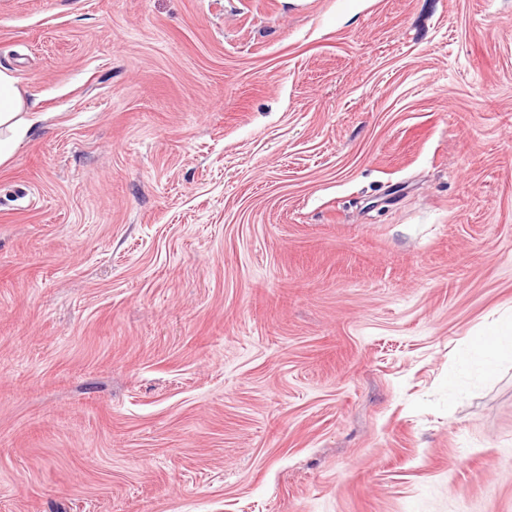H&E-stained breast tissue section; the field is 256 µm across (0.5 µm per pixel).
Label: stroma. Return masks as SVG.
<instances>
[{
  "label": "stroma",
  "instance_id": "obj_1",
  "mask_svg": "<svg viewBox=\"0 0 512 512\" xmlns=\"http://www.w3.org/2000/svg\"><path fill=\"white\" fill-rule=\"evenodd\" d=\"M0 512H512V0H0ZM15 78L0 70V164L12 157L36 123ZM512 353V324H503L494 336H481L472 345L469 362L482 372L494 371L502 355Z\"/></svg>",
  "mask_w": 512,
  "mask_h": 512
}]
</instances>
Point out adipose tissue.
Segmentation results:
<instances>
[{"mask_svg": "<svg viewBox=\"0 0 512 512\" xmlns=\"http://www.w3.org/2000/svg\"><path fill=\"white\" fill-rule=\"evenodd\" d=\"M35 123L15 78L0 70V163L12 157ZM508 352L512 353L511 323L498 327L494 335L479 337L470 349L469 361L478 370L489 373Z\"/></svg>", "mask_w": 512, "mask_h": 512, "instance_id": "ef3b65f1", "label": "adipose tissue"}]
</instances>
